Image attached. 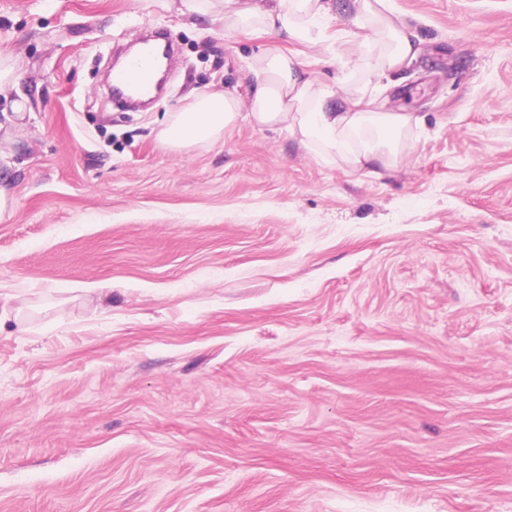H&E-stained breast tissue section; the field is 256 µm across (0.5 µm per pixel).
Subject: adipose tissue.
<instances>
[{
	"instance_id": "adipose-tissue-1",
	"label": "adipose tissue",
	"mask_w": 512,
	"mask_h": 512,
	"mask_svg": "<svg viewBox=\"0 0 512 512\" xmlns=\"http://www.w3.org/2000/svg\"><path fill=\"white\" fill-rule=\"evenodd\" d=\"M182 11L216 17L226 31L252 29L276 36L251 64L252 95L249 110L227 92H200L166 113L157 132L170 150L206 147L223 139L240 120L269 129L287 131L307 147L316 148L331 163L352 168L387 167L407 149V133L421 119L411 112L386 110L374 87L363 84L352 98L334 101L316 87L297 57L278 44L289 39L316 45L326 38L342 40L330 0H181ZM351 21L369 31L366 40L373 60L359 58L355 69L372 68L376 75L411 64L419 47L414 35L396 15L389 0H356Z\"/></svg>"
}]
</instances>
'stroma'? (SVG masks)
<instances>
[{"label":"stroma","instance_id":"obj_1","mask_svg":"<svg viewBox=\"0 0 512 512\" xmlns=\"http://www.w3.org/2000/svg\"><path fill=\"white\" fill-rule=\"evenodd\" d=\"M390 2L420 52L382 98L424 126L376 174L246 122L159 142L193 94L248 105L270 36L0 0V512H512V0ZM149 28L140 108L106 73ZM363 36L289 49L340 101ZM21 77L20 70L14 57L7 51L0 50V102L5 104L2 112L6 115L8 109L13 113L23 110L22 104L10 99V91L15 87Z\"/></svg>","mask_w":512,"mask_h":512}]
</instances>
